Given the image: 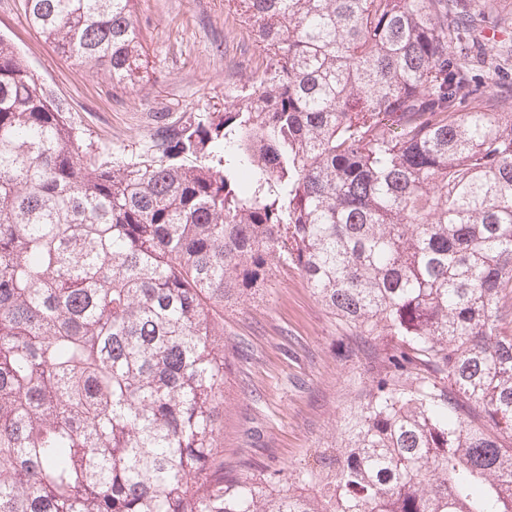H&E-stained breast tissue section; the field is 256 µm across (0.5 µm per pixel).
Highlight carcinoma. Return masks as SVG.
Here are the masks:
<instances>
[{
    "instance_id": "obj_1",
    "label": "carcinoma",
    "mask_w": 512,
    "mask_h": 512,
    "mask_svg": "<svg viewBox=\"0 0 512 512\" xmlns=\"http://www.w3.org/2000/svg\"><path fill=\"white\" fill-rule=\"evenodd\" d=\"M135 0H24L121 86ZM269 61L101 162L0 39V512H512V45L496 0H239ZM301 274L382 368L341 444L216 463L224 306ZM496 2V11L492 15L479 16L476 33L481 41L510 39L512 42V0Z\"/></svg>"
}]
</instances>
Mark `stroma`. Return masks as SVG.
<instances>
[{"label": "stroma", "instance_id": "35a3bbf8", "mask_svg": "<svg viewBox=\"0 0 512 512\" xmlns=\"http://www.w3.org/2000/svg\"><path fill=\"white\" fill-rule=\"evenodd\" d=\"M145 48L141 79L118 87L58 55L31 26L22 0H0L8 40L63 104L82 145L101 160L152 152L158 121L224 109L261 73L267 54L237 0H136ZM291 269L273 272L244 302L224 309V465L244 460L289 479L341 439L343 415L363 398L377 364L355 346Z\"/></svg>", "mask_w": 512, "mask_h": 512}]
</instances>
